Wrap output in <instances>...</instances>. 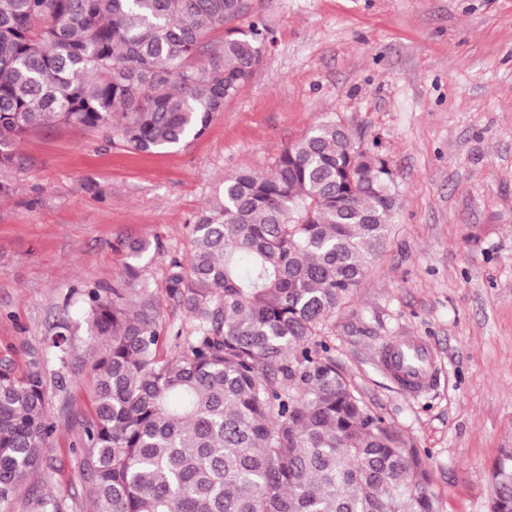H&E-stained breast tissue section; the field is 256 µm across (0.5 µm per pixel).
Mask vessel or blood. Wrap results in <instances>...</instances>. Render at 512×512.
<instances>
[{
    "instance_id": "b4317fda",
    "label": "vessel or blood",
    "mask_w": 512,
    "mask_h": 512,
    "mask_svg": "<svg viewBox=\"0 0 512 512\" xmlns=\"http://www.w3.org/2000/svg\"><path fill=\"white\" fill-rule=\"evenodd\" d=\"M382 362L395 382L405 391L426 387L432 374V356L428 347L409 336L393 340L382 355Z\"/></svg>"
}]
</instances>
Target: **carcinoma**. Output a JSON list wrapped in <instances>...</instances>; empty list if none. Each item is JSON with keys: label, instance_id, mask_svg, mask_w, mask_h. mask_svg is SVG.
<instances>
[{"label": "carcinoma", "instance_id": "cac0c4a2", "mask_svg": "<svg viewBox=\"0 0 512 512\" xmlns=\"http://www.w3.org/2000/svg\"><path fill=\"white\" fill-rule=\"evenodd\" d=\"M245 0H0V169L29 131L111 129L136 151L207 130L253 77L264 27L232 26ZM224 29L219 45L204 40ZM206 54L199 66L188 60ZM394 176L322 122L266 173L240 171L192 226L169 292L192 319L162 353L145 287L148 244L125 278L87 292L93 411L84 466L94 512H439L420 450L375 413L315 340L384 247ZM62 321L0 365V512L47 452L44 368L69 356ZM490 512H512V448L492 468Z\"/></svg>", "mask_w": 512, "mask_h": 512}]
</instances>
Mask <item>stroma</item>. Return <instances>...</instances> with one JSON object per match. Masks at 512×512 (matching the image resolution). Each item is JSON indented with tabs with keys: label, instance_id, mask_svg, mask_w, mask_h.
<instances>
[{
	"label": "stroma",
	"instance_id": "35a3bbf8",
	"mask_svg": "<svg viewBox=\"0 0 512 512\" xmlns=\"http://www.w3.org/2000/svg\"><path fill=\"white\" fill-rule=\"evenodd\" d=\"M240 29L269 40L252 79L198 139L138 152L113 132H28L0 197V358L69 322L67 365L48 362L46 459L9 512H91L82 423L94 396L83 293L111 287L126 245L140 262L162 351L191 322L168 291L196 215L242 170L267 172L316 124L336 120L388 161L398 200L388 238L322 335L366 403L420 448L441 512H490L492 465L512 448V0H246ZM400 336L432 348L410 395L380 354ZM65 376L66 389L56 385Z\"/></svg>",
	"mask_w": 512,
	"mask_h": 512
}]
</instances>
